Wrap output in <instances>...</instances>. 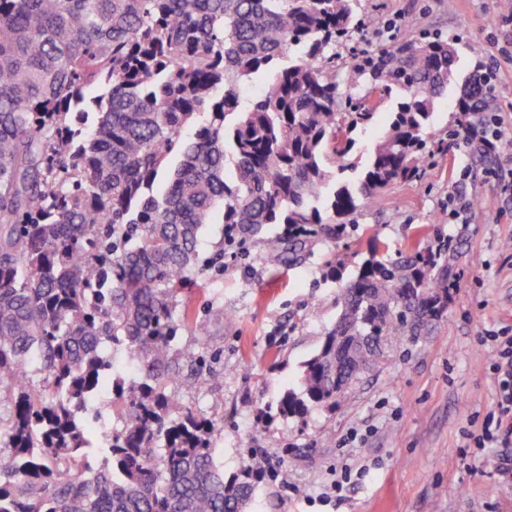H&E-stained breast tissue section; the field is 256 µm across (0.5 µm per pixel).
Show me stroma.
<instances>
[{"mask_svg": "<svg viewBox=\"0 0 512 512\" xmlns=\"http://www.w3.org/2000/svg\"><path fill=\"white\" fill-rule=\"evenodd\" d=\"M370 27L336 48L347 70L358 54L438 33L458 47L456 80L429 128L439 149L420 179L364 203L358 223L308 243L297 261H272L262 244L229 253L223 270L194 277L182 293L191 321L206 323L210 370L203 385L189 363L171 382L175 397L223 420L215 450L225 474L248 449L287 467L289 489L265 481L253 512H321L315 496L342 461L366 473L335 512H512V481L498 473L502 449H470L497 410L491 332L512 335V0H360ZM492 68L503 140L489 169L448 134L451 100L474 67ZM447 245L456 277L448 308L423 336L389 340V359L352 385L331 411L267 421L316 354L340 313L337 299L378 244L380 257H408L413 243ZM340 266L343 277L328 274Z\"/></svg>", "mask_w": 512, "mask_h": 512, "instance_id": "obj_1", "label": "stroma"}]
</instances>
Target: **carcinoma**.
Instances as JSON below:
<instances>
[{
  "instance_id": "cac0c4a2",
  "label": "carcinoma",
  "mask_w": 512,
  "mask_h": 512,
  "mask_svg": "<svg viewBox=\"0 0 512 512\" xmlns=\"http://www.w3.org/2000/svg\"><path fill=\"white\" fill-rule=\"evenodd\" d=\"M359 0H0V512H252L263 451L226 476L223 421L168 392L179 297L205 270L208 224L265 237L276 260L356 223L362 201L420 175L455 42L364 53L340 88L336 44ZM490 72L470 71L452 135L490 162ZM381 125L356 180L353 134ZM454 256L366 260L284 421L336 408L346 361L443 316ZM181 355L204 377L202 347ZM135 363L131 380L125 365ZM120 424L91 464L80 414Z\"/></svg>"
}]
</instances>
